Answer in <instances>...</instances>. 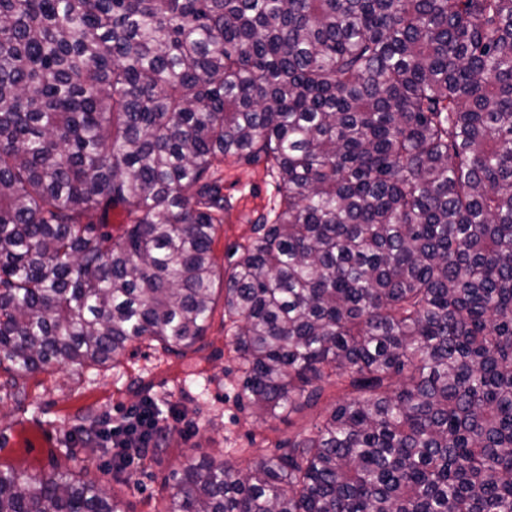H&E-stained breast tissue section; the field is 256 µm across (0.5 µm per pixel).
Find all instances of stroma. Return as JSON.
<instances>
[{"label": "stroma", "instance_id": "35a3bbf8", "mask_svg": "<svg viewBox=\"0 0 512 512\" xmlns=\"http://www.w3.org/2000/svg\"><path fill=\"white\" fill-rule=\"evenodd\" d=\"M223 192L230 206L212 245L218 270L228 269L251 235L256 217L270 208L275 184L264 163L227 161ZM239 361L224 322V293L216 291L213 314L201 343L183 357L162 355L156 343L130 345L117 367H58L21 379L23 402H16L8 373L0 370V468L48 474L68 467L66 440L75 433V414L93 408L98 426L118 424L137 405V378L153 384L171 410L174 431L163 453L147 456L129 484L110 475L112 456L95 442H85L81 466L101 478L107 492L118 495L125 512H161L171 491L173 471L188 459L209 454L236 468L270 452L276 441L309 429L315 409L264 421L238 405Z\"/></svg>", "mask_w": 512, "mask_h": 512}]
</instances>
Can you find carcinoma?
I'll use <instances>...</instances> for the list:
<instances>
[{
    "instance_id": "1",
    "label": "carcinoma",
    "mask_w": 512,
    "mask_h": 512,
    "mask_svg": "<svg viewBox=\"0 0 512 512\" xmlns=\"http://www.w3.org/2000/svg\"><path fill=\"white\" fill-rule=\"evenodd\" d=\"M229 159L279 197L220 275ZM221 276L241 406L335 400L163 512H512V0H0V369L180 355Z\"/></svg>"
}]
</instances>
